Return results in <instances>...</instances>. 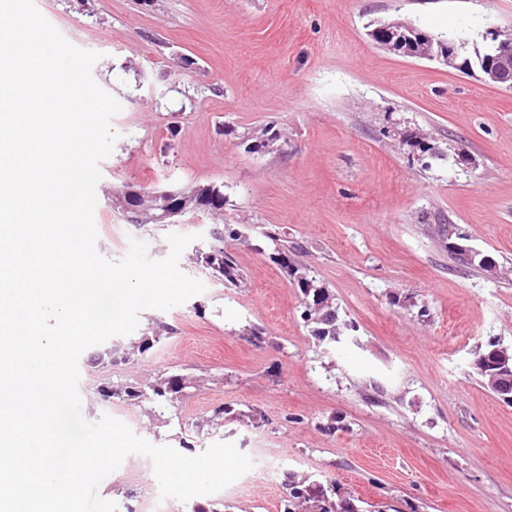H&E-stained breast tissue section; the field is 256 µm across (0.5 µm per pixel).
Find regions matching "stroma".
<instances>
[{"label":"stroma","mask_w":512,"mask_h":512,"mask_svg":"<svg viewBox=\"0 0 512 512\" xmlns=\"http://www.w3.org/2000/svg\"><path fill=\"white\" fill-rule=\"evenodd\" d=\"M73 46L99 53L95 82L121 110L101 160L98 253L123 258L131 240L151 259L168 234L212 239L216 222L244 280L180 257L204 293L146 310L131 336L79 359L83 416L108 414L155 445L201 454L234 443L253 461L222 491L161 498L149 458L127 455L98 492L149 512H281L286 474L332 487L355 512H512V403L474 366L479 349L512 350V88L389 52L370 25L404 19L434 38L481 47L512 30V0H34ZM270 128L269 147L245 134ZM426 133L423 161L399 141ZM220 187L224 216L137 226L107 190ZM488 256L497 275L463 264L444 227ZM276 227L305 247L336 306L339 343L302 317L293 278L263 251ZM166 330L137 360L131 340ZM258 329L259 340L245 338ZM182 377L173 401L102 398L104 385L148 387Z\"/></svg>","instance_id":"stroma-1"}]
</instances>
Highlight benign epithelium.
<instances>
[{
	"instance_id": "obj_1",
	"label": "benign epithelium",
	"mask_w": 512,
	"mask_h": 512,
	"mask_svg": "<svg viewBox=\"0 0 512 512\" xmlns=\"http://www.w3.org/2000/svg\"><path fill=\"white\" fill-rule=\"evenodd\" d=\"M372 39L386 50L415 58L436 59L448 68L476 69L480 80L488 86L512 88V38L492 28L485 33V45L475 50V57L465 54V46L448 40H437L402 20L380 24L371 31ZM113 198H141L143 203L122 206L123 218L129 224L140 223L143 213L156 208V202L164 200L160 219L168 224L176 223L183 209L171 205L177 190H145L131 185L111 191ZM474 365L480 366L491 390L507 402H512V355L498 345L476 357Z\"/></svg>"
}]
</instances>
